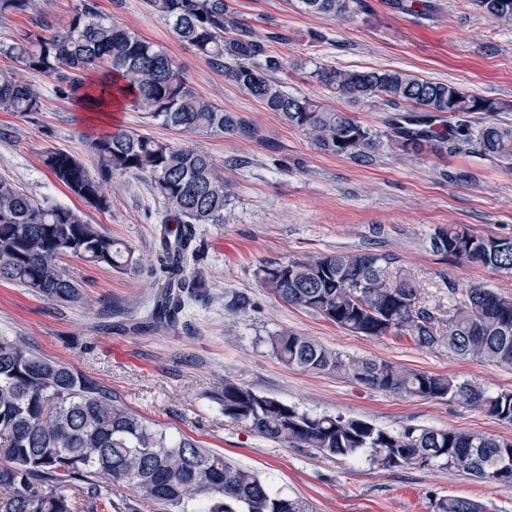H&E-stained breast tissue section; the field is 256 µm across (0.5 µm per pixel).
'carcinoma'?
Returning <instances> with one entry per match:
<instances>
[{
  "instance_id": "carcinoma-1",
  "label": "carcinoma",
  "mask_w": 512,
  "mask_h": 512,
  "mask_svg": "<svg viewBox=\"0 0 512 512\" xmlns=\"http://www.w3.org/2000/svg\"><path fill=\"white\" fill-rule=\"evenodd\" d=\"M302 11L344 20L360 0H298ZM483 14L512 22V0H471ZM178 39L268 110L280 113L317 147L362 161L382 145L381 135L348 112L284 90L276 73L284 58L270 52L277 33L261 36L227 0H148ZM403 13L427 18L430 0H394ZM38 0H0V16L32 15ZM42 33L0 44L30 70L48 74L63 94L81 93L91 112L128 100L149 117L183 132L251 134L240 118L199 97L173 60L135 32L103 16L97 0H82L67 28L41 19ZM319 83L362 107L383 102L412 113L410 126L389 124L388 137L406 154H472L512 164V126L496 121L512 112L505 100L469 94L459 87L393 70L320 67ZM40 90L0 76V110L37 112ZM485 119L475 121V115ZM100 167L91 173L75 157L50 150L42 162L69 192L100 211L111 208L108 187L117 175L146 177L171 207L160 228L156 263L164 285L156 294L149 326L175 328L192 294L188 259L198 224L224 223L227 194L213 159L118 130L90 142ZM434 253L450 262L492 267L512 274V237L439 227ZM70 256L97 267L137 266L132 249L76 210L21 193L0 176V281L59 303H77L81 284L67 276ZM392 253L334 252L265 260L255 269L274 298L366 337H409L421 348H446L461 359L512 366V297L481 285L448 281V309L421 304L410 273ZM288 366L314 374L345 375L370 389L421 398H448L512 424V391L489 392L454 376L408 370L391 362L346 357L308 336L270 337ZM224 416L261 437L295 448H313L340 460L370 453L389 469L450 468L479 479L512 483V442L448 429L407 427L390 431L363 419L313 415L233 380L215 393ZM122 486L162 512H308L306 503L273 489L256 472L224 454L173 434L127 405L95 376L38 353L21 338L0 336V512H94L105 496L99 478ZM434 512H484L476 501L448 497Z\"/></svg>"
}]
</instances>
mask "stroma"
Instances as JSON below:
<instances>
[{
	"mask_svg": "<svg viewBox=\"0 0 512 512\" xmlns=\"http://www.w3.org/2000/svg\"><path fill=\"white\" fill-rule=\"evenodd\" d=\"M228 2L260 32L283 33L270 48L288 62L279 75L288 92L354 111L377 132H387L390 108L378 102L352 110L316 80L318 67L400 70L473 95L512 100V24L492 20L471 0H434L437 9L427 19L399 12L389 0H363L364 10L346 21L304 13L297 0ZM97 3L102 13L166 52L199 96L236 114L252 134L176 131L130 106L99 118L82 111L74 96L61 95L52 77L0 55V75L33 84L42 95L40 111H0V176L29 196L80 210L140 259L123 273L64 260L66 274L83 285L81 302L71 305L0 282V336L24 337L43 355L94 375L149 419L259 473L275 489L305 501L309 512H434L435 502L448 496L482 502L488 512H512V485L446 469L337 461L311 448H292L225 418L211 398L231 379L311 414H342L389 430L453 428L512 441V425L455 400L377 391L286 366L269 338L282 332L307 336L343 355L450 374L491 392L512 390V367L421 348L405 336L351 334L275 299L254 275L265 259L369 249L396 254L423 303L447 306L452 281L512 297V275L448 262L429 244L436 228L451 224L512 236V169L492 158H415L388 140L363 161L326 154L279 113L212 71L147 0ZM119 129L208 154L228 189L223 223L197 227L189 267L197 298L175 329H132L162 279L151 257L168 205L148 179L114 178L112 206L103 212L70 194L41 162L45 151L60 150L96 170L90 139Z\"/></svg>",
	"mask_w": 512,
	"mask_h": 512,
	"instance_id": "obj_1",
	"label": "stroma"
}]
</instances>
